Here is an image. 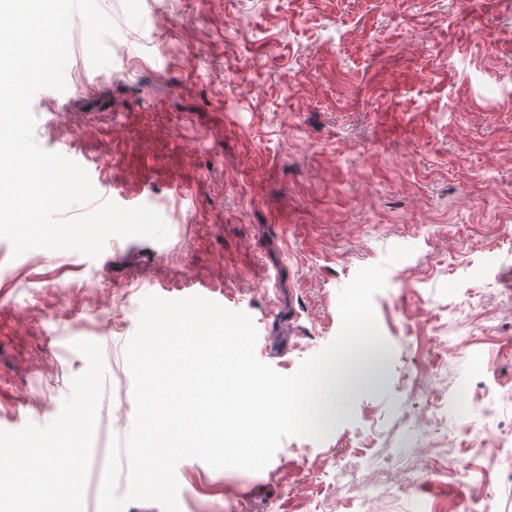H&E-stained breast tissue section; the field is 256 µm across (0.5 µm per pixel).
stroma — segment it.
<instances>
[{"label": "stroma", "mask_w": 512, "mask_h": 512, "mask_svg": "<svg viewBox=\"0 0 512 512\" xmlns=\"http://www.w3.org/2000/svg\"><path fill=\"white\" fill-rule=\"evenodd\" d=\"M479 3L97 0L118 29L99 69L73 20L35 139L169 236L113 237L94 259L0 238V430L57 417L89 340L107 374L93 457L125 437L143 289L248 314L257 357L289 375L337 336L340 290L384 263V341L339 371L327 438L285 439L259 473L181 461V512H359L383 459L434 476L383 483L379 512H464L448 465L471 458L470 408L498 436L472 480L512 512V0ZM395 247L413 253L387 263Z\"/></svg>", "instance_id": "obj_1"}]
</instances>
